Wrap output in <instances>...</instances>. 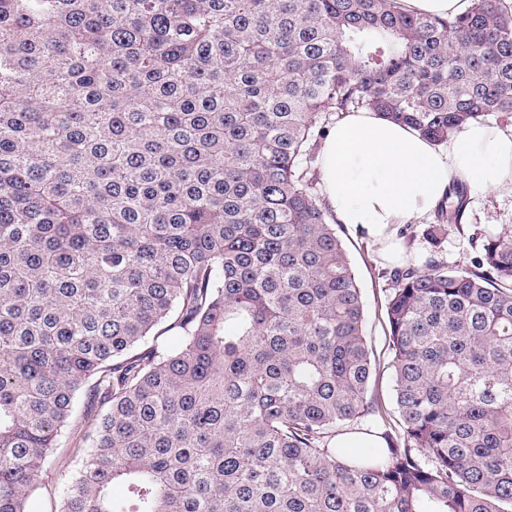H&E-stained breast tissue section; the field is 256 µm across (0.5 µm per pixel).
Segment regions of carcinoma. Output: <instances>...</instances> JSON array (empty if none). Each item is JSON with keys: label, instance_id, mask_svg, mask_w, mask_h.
Listing matches in <instances>:
<instances>
[{"label": "carcinoma", "instance_id": "1", "mask_svg": "<svg viewBox=\"0 0 512 512\" xmlns=\"http://www.w3.org/2000/svg\"><path fill=\"white\" fill-rule=\"evenodd\" d=\"M363 110L511 113L512 0H0V512L94 406L56 512H512V230L393 273L403 440L333 444L380 411L308 173ZM402 6L414 13L429 14L442 18L464 13L470 0H401Z\"/></svg>", "mask_w": 512, "mask_h": 512}]
</instances>
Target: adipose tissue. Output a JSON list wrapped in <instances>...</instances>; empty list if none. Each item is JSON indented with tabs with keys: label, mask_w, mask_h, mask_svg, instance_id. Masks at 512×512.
<instances>
[{
	"label": "adipose tissue",
	"mask_w": 512,
	"mask_h": 512,
	"mask_svg": "<svg viewBox=\"0 0 512 512\" xmlns=\"http://www.w3.org/2000/svg\"><path fill=\"white\" fill-rule=\"evenodd\" d=\"M319 169L337 222L364 232L397 262L393 225L435 209L452 183L473 193L512 185V128L471 123L439 147L377 113L352 112L329 133Z\"/></svg>",
	"instance_id": "obj_1"
}]
</instances>
